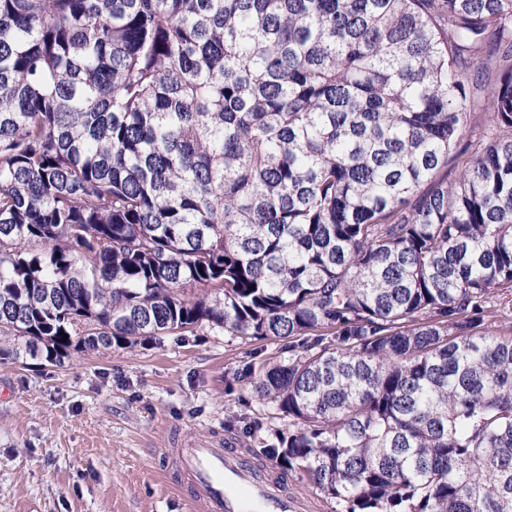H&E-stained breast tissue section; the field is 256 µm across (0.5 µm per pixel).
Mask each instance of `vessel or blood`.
Returning a JSON list of instances; mask_svg holds the SVG:
<instances>
[{"instance_id": "obj_1", "label": "vessel or blood", "mask_w": 512, "mask_h": 512, "mask_svg": "<svg viewBox=\"0 0 512 512\" xmlns=\"http://www.w3.org/2000/svg\"><path fill=\"white\" fill-rule=\"evenodd\" d=\"M172 456L193 512H301L280 475L235 444L180 441Z\"/></svg>"}]
</instances>
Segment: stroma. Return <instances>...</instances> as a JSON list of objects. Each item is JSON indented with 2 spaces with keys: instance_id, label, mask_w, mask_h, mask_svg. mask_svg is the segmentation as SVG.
Instances as JSON below:
<instances>
[{
  "instance_id": "1",
  "label": "stroma",
  "mask_w": 512,
  "mask_h": 512,
  "mask_svg": "<svg viewBox=\"0 0 512 512\" xmlns=\"http://www.w3.org/2000/svg\"><path fill=\"white\" fill-rule=\"evenodd\" d=\"M283 356L279 340L206 329L60 365L0 360V512H190L164 453L221 436L262 459L280 422L244 370Z\"/></svg>"
}]
</instances>
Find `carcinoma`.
Returning <instances> with one entry per match:
<instances>
[{
    "mask_svg": "<svg viewBox=\"0 0 512 512\" xmlns=\"http://www.w3.org/2000/svg\"><path fill=\"white\" fill-rule=\"evenodd\" d=\"M510 316L512 0H0V357L286 340L282 475L512 512Z\"/></svg>",
    "mask_w": 512,
    "mask_h": 512,
    "instance_id": "carcinoma-1",
    "label": "carcinoma"
}]
</instances>
